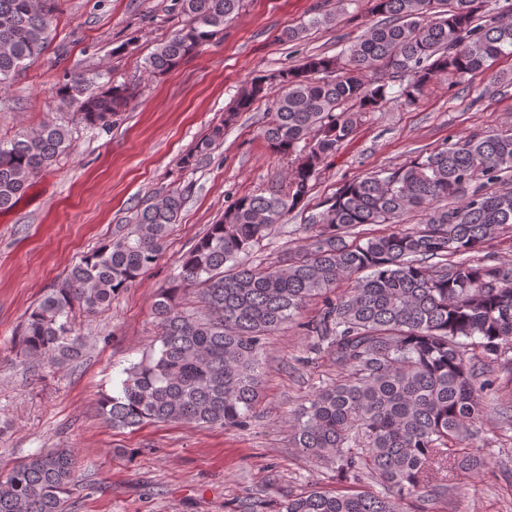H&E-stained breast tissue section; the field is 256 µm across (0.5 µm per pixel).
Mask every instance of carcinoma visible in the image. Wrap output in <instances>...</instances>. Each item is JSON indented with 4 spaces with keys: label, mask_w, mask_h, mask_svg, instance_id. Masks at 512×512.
Listing matches in <instances>:
<instances>
[{
    "label": "carcinoma",
    "mask_w": 512,
    "mask_h": 512,
    "mask_svg": "<svg viewBox=\"0 0 512 512\" xmlns=\"http://www.w3.org/2000/svg\"><path fill=\"white\" fill-rule=\"evenodd\" d=\"M241 0H177L186 24L149 57L163 74L223 33ZM383 19L344 51L256 76L236 108L182 158L188 168L224 137L226 126L275 86L261 135L295 156L286 181L237 198L183 255L180 272L152 309L159 347L125 369L100 409L114 428L184 422L243 428L258 402L260 356L289 324L312 339L336 377L319 387L291 424L295 447L326 460L344 487L292 496L277 512H403L429 497L433 472L477 473L470 440L498 393L491 367L512 359V262L480 256L493 238H512V129L447 139L409 163L344 182L313 210L308 199L326 160L365 114L380 111L399 82L417 104L436 80L453 87L489 63L512 57V18L488 0H371ZM55 0H0V92L48 38ZM336 14L317 9L281 34L303 38ZM134 86L95 90L76 76L61 90L71 120L47 122L0 141V211L73 145L75 126L106 128ZM186 203L171 189L136 214L111 242L82 256L30 311L19 337L28 364L79 355L72 325L94 314L154 265ZM308 212L301 244L279 265L243 261L289 213ZM414 217L416 221L408 222ZM375 226L373 233L366 227ZM195 288L200 306L179 294ZM317 309L305 311L311 302ZM79 462L49 448L0 473V512H66ZM367 481L392 489H361Z\"/></svg>",
    "instance_id": "obj_1"
}]
</instances>
